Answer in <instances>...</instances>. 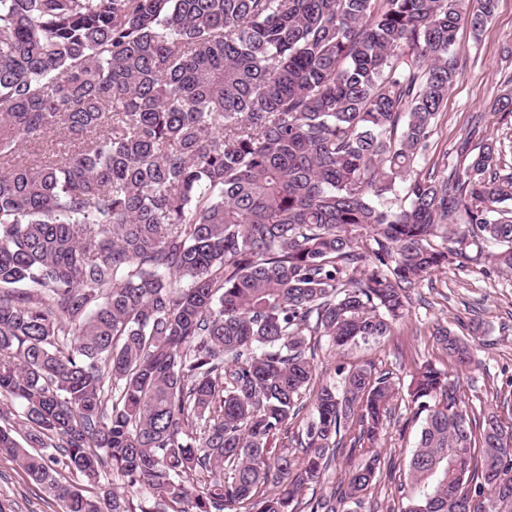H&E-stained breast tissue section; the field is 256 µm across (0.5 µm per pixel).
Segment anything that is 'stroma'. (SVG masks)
I'll return each mask as SVG.
<instances>
[{
    "mask_svg": "<svg viewBox=\"0 0 512 512\" xmlns=\"http://www.w3.org/2000/svg\"><path fill=\"white\" fill-rule=\"evenodd\" d=\"M453 55L460 75L430 138L428 156L433 160L442 158L476 120L483 126L484 137L512 142V112L492 109L512 76V0H498L481 39L461 29ZM475 323L482 326L477 335L471 332ZM438 324L476 348L472 368L458 378L468 410L512 403V278L490 273L483 263L457 262L449 265L445 275L419 283L412 291L410 313L393 336L350 347L341 355L323 346L315 359L318 373L329 376L339 361L353 366L371 362L389 370L404 388L416 364L423 361L451 370L432 336ZM421 425L413 405L399 402L383 443L396 475H380L367 495L368 501L377 503L376 512H402L405 507L396 479L408 471ZM0 512H60V508L13 459L0 455Z\"/></svg>",
    "mask_w": 512,
    "mask_h": 512,
    "instance_id": "35a3bbf8",
    "label": "stroma"
}]
</instances>
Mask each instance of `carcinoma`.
Segmentation results:
<instances>
[{
    "label": "carcinoma",
    "mask_w": 512,
    "mask_h": 512,
    "mask_svg": "<svg viewBox=\"0 0 512 512\" xmlns=\"http://www.w3.org/2000/svg\"><path fill=\"white\" fill-rule=\"evenodd\" d=\"M496 7L0 0V454L60 512H291L344 452L310 512L363 508L399 391L371 363L317 378L311 339L390 335L460 259L512 274L505 143L476 120L422 165L457 34ZM53 136L81 150L19 153ZM409 397L404 512H512V408L471 418L431 363ZM345 455L346 453H344L342 457L338 458L335 465L333 464V467L326 474L325 480L304 491L302 495V505L296 510V512H309L310 505L308 506L307 504L311 499L313 501L320 495H330V493L333 492L335 486L337 487L341 470H344V466L346 465L344 460Z\"/></svg>",
    "instance_id": "1"
}]
</instances>
